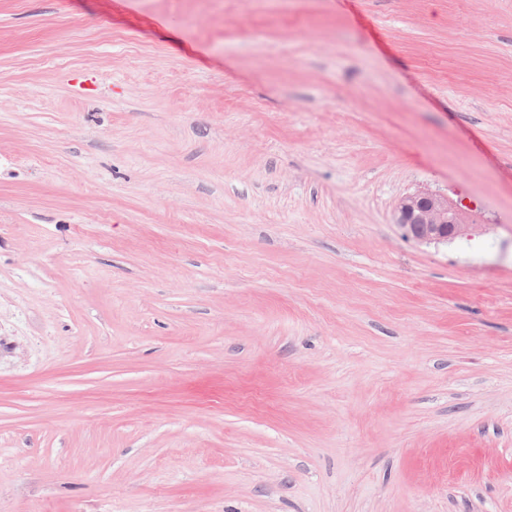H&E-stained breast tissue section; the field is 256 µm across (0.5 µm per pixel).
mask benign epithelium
Here are the masks:
<instances>
[{
    "instance_id": "7a95c632",
    "label": "benign epithelium",
    "mask_w": 512,
    "mask_h": 512,
    "mask_svg": "<svg viewBox=\"0 0 512 512\" xmlns=\"http://www.w3.org/2000/svg\"><path fill=\"white\" fill-rule=\"evenodd\" d=\"M395 223L405 235L423 243H445L468 237L475 228L463 223L458 208L448 197L432 191H417L403 196L394 209Z\"/></svg>"
}]
</instances>
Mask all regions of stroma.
Instances as JSON below:
<instances>
[{
    "instance_id": "stroma-1",
    "label": "stroma",
    "mask_w": 512,
    "mask_h": 512,
    "mask_svg": "<svg viewBox=\"0 0 512 512\" xmlns=\"http://www.w3.org/2000/svg\"><path fill=\"white\" fill-rule=\"evenodd\" d=\"M0 512H512V0H0ZM394 220L407 237L423 243H447L470 237L476 226L488 228L485 224H463L461 213L448 196L432 191L403 196L395 206Z\"/></svg>"
}]
</instances>
